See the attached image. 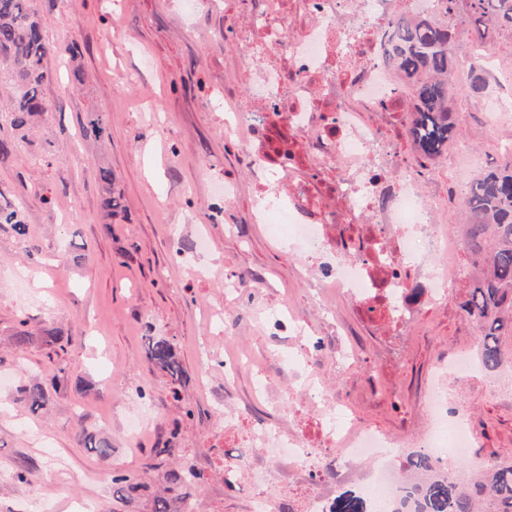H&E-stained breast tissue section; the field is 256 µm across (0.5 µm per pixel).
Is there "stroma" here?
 <instances>
[{
    "label": "stroma",
    "mask_w": 512,
    "mask_h": 512,
    "mask_svg": "<svg viewBox=\"0 0 512 512\" xmlns=\"http://www.w3.org/2000/svg\"><path fill=\"white\" fill-rule=\"evenodd\" d=\"M45 23L52 74L45 94L52 112L33 142L14 140L0 118V207L20 208L18 235L0 224V512H154L171 472L194 468L189 489L199 512H296L313 483L329 495L344 490L338 461L326 451L311 469L272 466L254 448L217 451L211 433L233 410L236 429L312 427L317 411L287 398L289 376L275 353L265 310L292 308L325 341L343 332L359 352L349 374L326 379L372 427L400 440L426 425L423 391L443 353L464 356L477 344L462 312V288L436 305L407 335L385 348L383 324L332 291L315 296L300 259L288 250L287 211L257 224L248 159L224 138V93L244 50L224 23L223 7L185 15L181 0H33ZM79 43L71 61L68 48ZM100 113L104 139L77 137L87 113ZM114 176L117 209L103 204L100 168ZM239 190L215 205V182ZM205 226L207 252L194 250ZM240 282L224 292L225 277ZM337 304L326 318L322 303ZM30 339L16 345L14 337ZM172 340L180 379L150 361V338ZM248 355L250 369L232 385L214 372L199 389L200 353L208 345ZM276 381L260 399L258 377ZM47 388L48 402L30 412L23 386ZM475 442L450 468L512 458V401L472 392ZM143 422L129 439L130 419ZM107 438L112 455L96 456L83 433ZM245 461L257 475L249 487L224 480L221 457ZM134 476L132 505L112 496V472ZM26 481H19V474Z\"/></svg>",
    "instance_id": "1"
}]
</instances>
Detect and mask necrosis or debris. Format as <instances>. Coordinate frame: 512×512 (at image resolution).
Here are the masks:
<instances>
[{
	"label": "necrosis or debris",
	"mask_w": 512,
	"mask_h": 512,
	"mask_svg": "<svg viewBox=\"0 0 512 512\" xmlns=\"http://www.w3.org/2000/svg\"><path fill=\"white\" fill-rule=\"evenodd\" d=\"M248 3L236 24L245 48L240 78L258 107L225 106L224 137L241 146L255 170L270 166L282 175L278 183L255 182L256 220L266 219V198L287 188L297 218L293 243L306 258L312 287L342 292L363 314L381 312L389 335H406L428 306L448 299L468 269L448 226L458 189L442 171L482 164L493 153L512 155V51L455 34L454 81L464 88L473 69L484 73L498 97L469 99L467 109L497 135L455 137L428 161L406 130L413 87L386 66L384 54L394 14L437 18L439 0ZM471 371L467 359L439 363L424 396L428 427L412 434V447L440 459L470 448L463 382ZM301 393L322 410L313 431H254L246 444L298 469L325 448L346 459L372 457L377 469L356 481L372 512L414 506L419 494L399 463L401 441L351 416L315 371H307Z\"/></svg>",
	"instance_id": "obj_1"
}]
</instances>
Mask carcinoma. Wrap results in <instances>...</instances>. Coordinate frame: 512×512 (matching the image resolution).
I'll use <instances>...</instances> for the list:
<instances>
[{"label": "carcinoma", "mask_w": 512, "mask_h": 512, "mask_svg": "<svg viewBox=\"0 0 512 512\" xmlns=\"http://www.w3.org/2000/svg\"><path fill=\"white\" fill-rule=\"evenodd\" d=\"M442 18L418 19L397 14L390 23L385 64L415 82L416 102L411 136L425 158L436 155L464 123L454 109L463 94L452 81L455 54L451 48L450 22L467 13L470 35L484 44L494 33L512 30V0H442ZM50 53L44 21L32 0H0V75L8 76L9 125L20 139L28 138L34 118L51 110L42 87L50 78L46 65ZM465 224L463 244L473 271L464 282L466 299L461 308L477 326L479 365L486 373L500 370L512 358V156L501 157L472 179L459 198ZM0 224H10L25 234L22 212L1 210ZM149 357L178 378L180 367L174 345L158 339L149 345ZM19 401L32 412L47 401L45 388L34 383L20 391ZM96 455L107 458L112 446L106 439L85 435ZM403 467L424 478L420 512H512V460L496 462L470 475H451L438 458L413 449L402 459ZM200 474L192 467L172 473L175 495L160 496L154 512H181L170 508V499H181V490ZM139 484L128 473L112 472V496L129 504ZM329 512H371L356 489H347L332 501Z\"/></svg>", "instance_id": "carcinoma-1"}]
</instances>
